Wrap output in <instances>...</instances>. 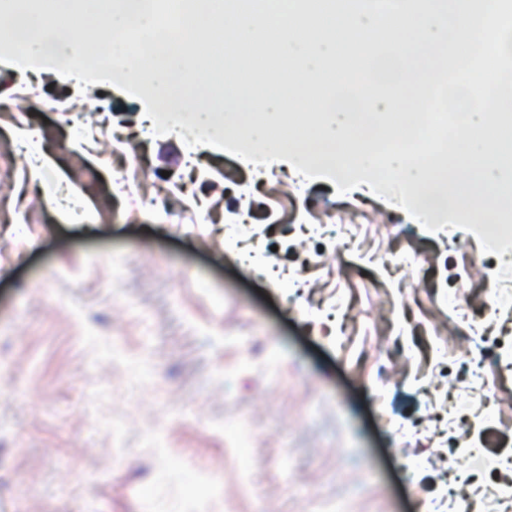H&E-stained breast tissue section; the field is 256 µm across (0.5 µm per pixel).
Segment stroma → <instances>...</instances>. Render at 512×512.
<instances>
[{
    "label": "stroma",
    "instance_id": "obj_1",
    "mask_svg": "<svg viewBox=\"0 0 512 512\" xmlns=\"http://www.w3.org/2000/svg\"><path fill=\"white\" fill-rule=\"evenodd\" d=\"M143 113L0 64V512H512V467L448 463L512 454L494 256L330 181L187 154ZM30 142L82 220L33 187Z\"/></svg>",
    "mask_w": 512,
    "mask_h": 512
}]
</instances>
